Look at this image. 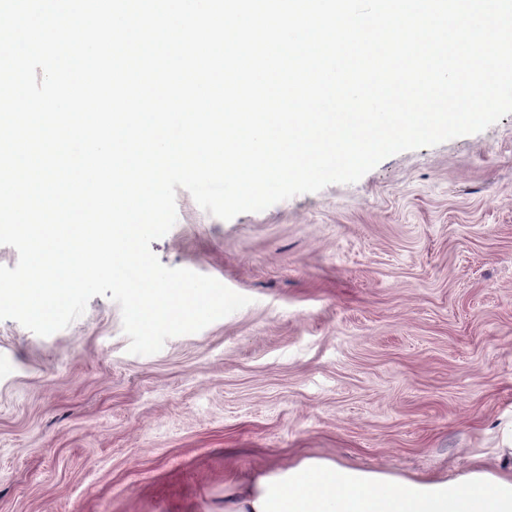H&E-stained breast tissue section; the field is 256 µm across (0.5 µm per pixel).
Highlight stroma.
<instances>
[{
  "label": "stroma",
  "instance_id": "obj_1",
  "mask_svg": "<svg viewBox=\"0 0 512 512\" xmlns=\"http://www.w3.org/2000/svg\"><path fill=\"white\" fill-rule=\"evenodd\" d=\"M160 262L251 304L149 356L93 297L0 321V512H224L306 458L512 481V114L224 221L176 191Z\"/></svg>",
  "mask_w": 512,
  "mask_h": 512
}]
</instances>
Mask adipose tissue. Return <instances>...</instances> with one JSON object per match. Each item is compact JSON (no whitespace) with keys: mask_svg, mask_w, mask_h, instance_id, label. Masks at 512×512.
Instances as JSON below:
<instances>
[{"mask_svg":"<svg viewBox=\"0 0 512 512\" xmlns=\"http://www.w3.org/2000/svg\"><path fill=\"white\" fill-rule=\"evenodd\" d=\"M512 512V485L483 474L458 481L415 480L305 460L224 487V512Z\"/></svg>","mask_w":512,"mask_h":512,"instance_id":"ef3b65f1","label":"adipose tissue"}]
</instances>
